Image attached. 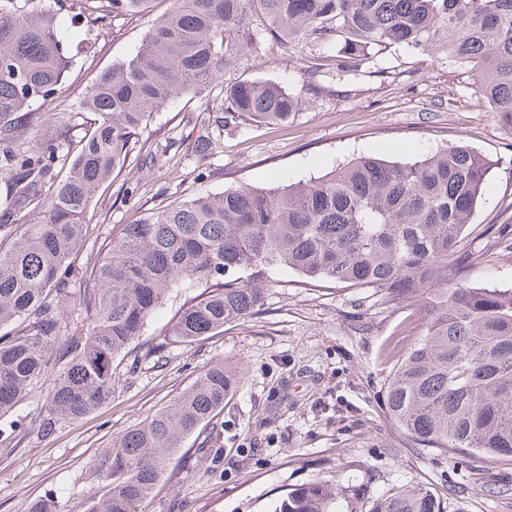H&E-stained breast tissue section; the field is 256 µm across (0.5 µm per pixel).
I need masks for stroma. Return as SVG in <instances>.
<instances>
[{"label":"stroma","mask_w":512,"mask_h":512,"mask_svg":"<svg viewBox=\"0 0 512 512\" xmlns=\"http://www.w3.org/2000/svg\"><path fill=\"white\" fill-rule=\"evenodd\" d=\"M149 17H126L99 36L94 53L71 66L63 98H82L106 69L137 50ZM311 60L284 42L259 41L247 68L225 82L269 79L306 99L282 126L242 119L226 124L215 153L172 149L151 170L128 174L139 190L117 197L104 186L92 202L100 248L123 224L180 192L215 194L239 183L269 187L317 178L358 155L406 162L440 146L470 145L494 163L460 244L474 285L512 289V251L488 233L512 225V136L501 129L467 69L394 47L386 73L336 77L310 71ZM203 99H179L144 131L153 143L211 129ZM201 284L175 286L147 322L143 342L158 343ZM418 304L380 300L367 288L308 282L291 271L267 275L257 311L192 344H168L159 362L117 367L108 405L42 439L34 418L43 388L0 412L23 438L0 447V512H28L53 495L57 512H85L98 484L89 463L113 437L170 404L207 368L238 365L236 392L213 421L185 439L141 512H271L288 490L325 483L336 512H371L404 485L432 491L442 512H512V460L454 448L413 446L381 400L395 366L423 333Z\"/></svg>","instance_id":"1"}]
</instances>
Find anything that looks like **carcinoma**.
<instances>
[{
    "mask_svg": "<svg viewBox=\"0 0 512 512\" xmlns=\"http://www.w3.org/2000/svg\"><path fill=\"white\" fill-rule=\"evenodd\" d=\"M157 0H88L82 26L61 33L41 0H0V223L26 220L0 249V411L39 385L35 416L53 436L112 400L116 362L162 357L167 342L131 346L184 279L205 296L170 330L194 343L254 312L265 274L374 288L412 303L425 293V333L382 396L387 416L421 448L512 458V289L475 287L460 243L492 162L466 144L409 162L360 156L306 183L240 184L160 204L123 225L94 255L86 222L100 188L153 164L140 140L153 115L179 98L218 92L233 118L286 123L302 100L270 80L223 83L249 62L262 34L325 62L341 77L399 45L473 72L478 92L512 135V0H170L135 55L103 72L76 103L60 89L92 36ZM69 113L54 120L56 110ZM36 130L28 140L24 133ZM198 155L220 139L188 133ZM240 371L218 364L153 418L91 460L105 488L88 512H138L184 440L210 423ZM337 493L314 483L273 512H335ZM372 512H441L426 488L405 485Z\"/></svg>",
    "mask_w": 512,
    "mask_h": 512,
    "instance_id": "obj_1",
    "label": "carcinoma"
}]
</instances>
